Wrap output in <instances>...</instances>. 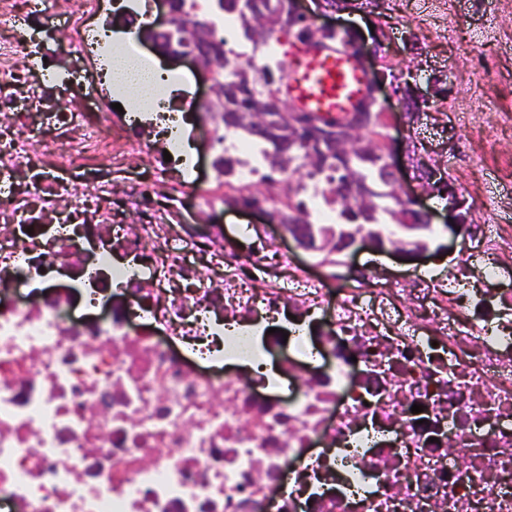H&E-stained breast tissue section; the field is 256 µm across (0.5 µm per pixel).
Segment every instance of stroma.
<instances>
[{
  "label": "stroma",
  "instance_id": "1",
  "mask_svg": "<svg viewBox=\"0 0 512 512\" xmlns=\"http://www.w3.org/2000/svg\"><path fill=\"white\" fill-rule=\"evenodd\" d=\"M473 0H427L426 20L414 17L409 0H386L381 13L371 14L354 5L344 10L325 9L321 0H299L302 9L317 13L319 24L345 28L363 48L382 40L385 58H374L370 68L389 61L392 70L384 77L377 95L382 117L378 138L385 150L414 137L422 144L423 156L445 167L470 208L472 224L512 225V169L500 168L501 160L512 157V0H485L486 9L477 13ZM486 26L495 35L474 44L471 32ZM415 80L428 97V123L408 128L397 109L396 90ZM453 136L454 149H446V136ZM489 145L485 167L471 164L474 148ZM424 258L400 260L398 255L375 256L364 248L351 254L356 263H378L394 277L417 270L425 275L446 277L456 271L464 286H472L469 271L477 258L472 244H453L445 224L435 222Z\"/></svg>",
  "mask_w": 512,
  "mask_h": 512
}]
</instances>
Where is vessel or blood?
<instances>
[{"mask_svg":"<svg viewBox=\"0 0 512 512\" xmlns=\"http://www.w3.org/2000/svg\"><path fill=\"white\" fill-rule=\"evenodd\" d=\"M279 91L299 111L341 120L369 104L371 70L356 49L295 44Z\"/></svg>","mask_w":512,"mask_h":512,"instance_id":"vessel-or-blood-1","label":"vessel or blood"}]
</instances>
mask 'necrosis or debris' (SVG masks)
Wrapping results in <instances>:
<instances>
[{"label":"necrosis or debris","mask_w":512,"mask_h":512,"mask_svg":"<svg viewBox=\"0 0 512 512\" xmlns=\"http://www.w3.org/2000/svg\"><path fill=\"white\" fill-rule=\"evenodd\" d=\"M111 29L0 0V512H512V226L465 225L471 294L228 236L174 112L112 108Z\"/></svg>","instance_id":"obj_1"}]
</instances>
